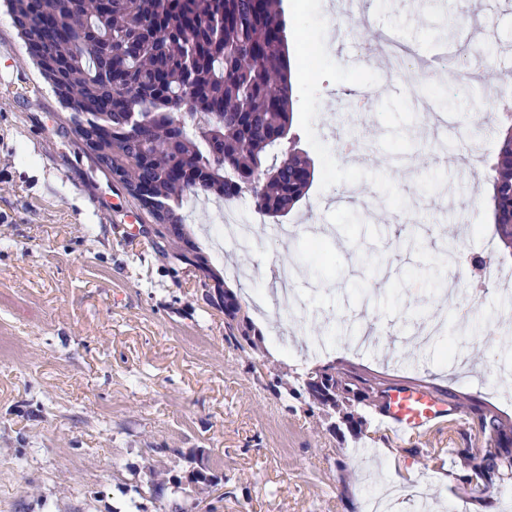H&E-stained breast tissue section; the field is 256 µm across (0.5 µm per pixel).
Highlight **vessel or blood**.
I'll return each mask as SVG.
<instances>
[{"mask_svg": "<svg viewBox=\"0 0 512 512\" xmlns=\"http://www.w3.org/2000/svg\"><path fill=\"white\" fill-rule=\"evenodd\" d=\"M385 421L400 435H424L445 423L459 410L424 382H392L387 391Z\"/></svg>", "mask_w": 512, "mask_h": 512, "instance_id": "b4317fda", "label": "vessel or blood"}]
</instances>
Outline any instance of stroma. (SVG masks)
<instances>
[{
    "instance_id": "stroma-1",
    "label": "stroma",
    "mask_w": 512,
    "mask_h": 512,
    "mask_svg": "<svg viewBox=\"0 0 512 512\" xmlns=\"http://www.w3.org/2000/svg\"><path fill=\"white\" fill-rule=\"evenodd\" d=\"M281 7L313 183L287 216L256 218L247 250L214 221L224 200L184 205L259 335L248 356L225 342L203 275L156 253L122 185L54 134L62 107L0 6V512H162L172 496L150 492V463L181 476L194 456L218 483L189 512H365L394 477L397 512H418L416 486L445 512H485L447 428L402 436L369 409L348 422L265 385L332 364L512 417V280L472 265L512 258L470 203L512 113L497 91L512 81V6L368 0L354 37L331 24L334 0ZM382 33L455 64L406 83L376 50Z\"/></svg>"
}]
</instances>
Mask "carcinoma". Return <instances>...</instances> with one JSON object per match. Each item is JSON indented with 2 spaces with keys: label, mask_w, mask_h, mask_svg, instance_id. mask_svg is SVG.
Listing matches in <instances>:
<instances>
[{
  "label": "carcinoma",
  "mask_w": 512,
  "mask_h": 512,
  "mask_svg": "<svg viewBox=\"0 0 512 512\" xmlns=\"http://www.w3.org/2000/svg\"><path fill=\"white\" fill-rule=\"evenodd\" d=\"M16 27L37 64L51 59L56 96L66 112L56 132L98 144L91 166L118 180L156 230L153 247L217 284L207 301L224 313V340L256 351L250 322L225 311L228 291L186 227L184 202L251 195L255 209L279 218L307 194L310 158L291 146L292 70L286 22L276 0H8ZM490 168L493 224L512 249V114ZM268 388L279 399L308 396L312 404L386 410L385 383L353 370L325 367ZM462 447L448 449L468 468L494 508L491 489L512 483V419L472 406L451 422ZM151 489L186 484L203 499L216 476L202 460L186 480L164 465L149 466Z\"/></svg>",
  "instance_id": "1"
}]
</instances>
